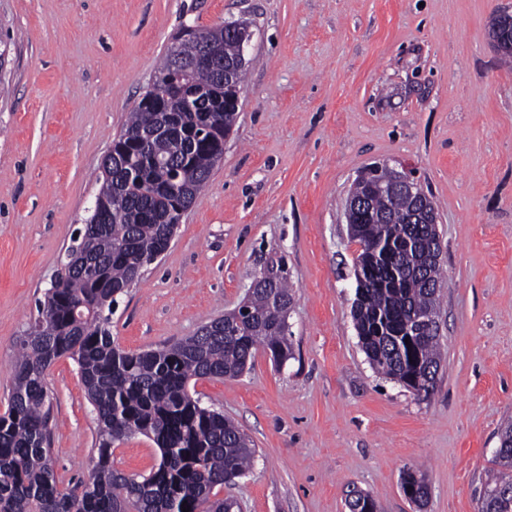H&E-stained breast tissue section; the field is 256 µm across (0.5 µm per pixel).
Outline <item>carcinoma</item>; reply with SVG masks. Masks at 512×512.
I'll use <instances>...</instances> for the list:
<instances>
[{"mask_svg": "<svg viewBox=\"0 0 512 512\" xmlns=\"http://www.w3.org/2000/svg\"><path fill=\"white\" fill-rule=\"evenodd\" d=\"M195 40L175 37L150 87L130 112L102 164L101 185L81 232L84 248L69 254L59 287L39 303L15 362L7 408L0 413V512H235L220 496L249 471L256 449L224 412L202 405L191 381L235 379L256 351L285 363L293 355L288 312L292 288L282 273L256 279L241 304L156 350L126 352L115 344L111 316L117 296L135 284L167 237L180 211L219 163L218 147L232 131L239 106L219 72L240 57L238 35L219 24L190 27ZM213 43L219 55L196 58ZM186 87L198 107L175 90ZM415 199L400 191L377 194L362 224L348 225L360 243L363 275L352 317L374 371L430 397L441 367L439 327L422 329L414 317L440 315L441 247L430 251L433 224H406ZM62 357L76 361L97 421V448L88 477L59 486L49 448L47 372ZM131 435L153 442L158 463L136 479L114 465L115 444ZM512 419L500 426L494 468L478 512H512ZM348 512H378L356 490Z\"/></svg>", "mask_w": 512, "mask_h": 512, "instance_id": "1", "label": "carcinoma"}]
</instances>
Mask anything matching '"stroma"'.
Returning a JSON list of instances; mask_svg holds the SVG:
<instances>
[{"instance_id": "1", "label": "stroma", "mask_w": 512, "mask_h": 512, "mask_svg": "<svg viewBox=\"0 0 512 512\" xmlns=\"http://www.w3.org/2000/svg\"><path fill=\"white\" fill-rule=\"evenodd\" d=\"M512 0H0L11 43L0 86V412L15 344L91 213L113 140L182 27L253 32L224 156L169 249L119 296L112 337L139 352L233 309L267 264L296 290L293 357L257 352L234 380L196 383L257 450L228 488L242 512H345L350 489L379 512H477L512 417V67L489 24ZM416 170L438 211L447 280L436 389L377 374L352 318L356 279L343 210L374 163ZM60 486L87 477L96 415L70 358L47 377ZM118 469L158 462L118 443ZM428 485L425 509L403 490Z\"/></svg>"}]
</instances>
